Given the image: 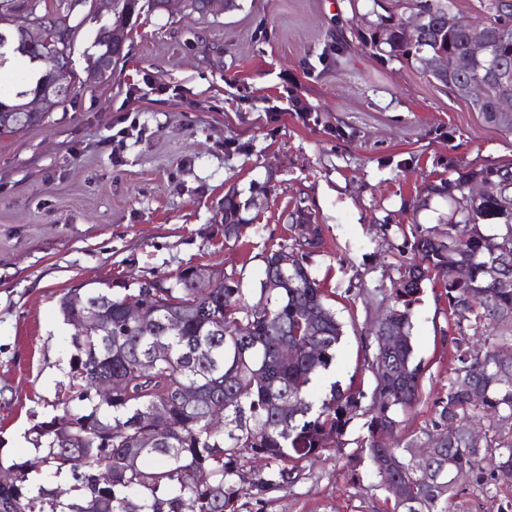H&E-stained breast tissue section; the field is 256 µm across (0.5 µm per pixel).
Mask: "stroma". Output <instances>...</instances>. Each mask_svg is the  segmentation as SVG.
Here are the masks:
<instances>
[{
  "instance_id": "stroma-1",
  "label": "stroma",
  "mask_w": 512,
  "mask_h": 512,
  "mask_svg": "<svg viewBox=\"0 0 512 512\" xmlns=\"http://www.w3.org/2000/svg\"><path fill=\"white\" fill-rule=\"evenodd\" d=\"M347 0H237L207 14L140 10L111 76L78 85L46 123L0 136V457L27 459V431L54 415L73 333L70 291L169 282L213 265L258 287L269 249L287 242L303 201L323 243L309 268L345 325L329 380L362 362L428 182L512 161V131L397 62L350 42L330 54ZM245 224L224 237V197ZM413 306L423 394L448 380L453 327L441 277ZM455 512H503L512 485L468 475ZM354 446L316 461L265 512H383Z\"/></svg>"
}]
</instances>
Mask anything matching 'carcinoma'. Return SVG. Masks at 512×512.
<instances>
[{
  "mask_svg": "<svg viewBox=\"0 0 512 512\" xmlns=\"http://www.w3.org/2000/svg\"><path fill=\"white\" fill-rule=\"evenodd\" d=\"M93 2L85 0L79 20L72 0H0V57L8 32L15 52L29 61L62 62L57 72L45 69L30 90L44 100L40 111H27L26 101L0 98V133L46 122L68 99L57 86L95 80L93 64L111 51L112 36L127 38V22L140 0H112L114 18L95 36L98 54L89 57L85 76L73 70L74 45L83 20L95 12ZM372 2L375 19L350 29L372 54L447 86L486 79L475 66L434 68L441 58L467 49L469 30L450 21L451 0ZM482 2L491 54L512 71V0ZM409 19L419 21L412 36L402 30ZM22 20L40 28L39 41L20 36ZM497 97L491 84L471 107L511 130L512 113L498 111ZM471 181L493 192L471 203L462 192ZM435 197L449 204L444 229L414 235L412 257L399 265L388 289L392 307L385 332L396 334L399 343L387 350L384 335L374 333L361 345L362 370L372 380L368 393L353 382L344 387L334 381L324 398L314 397L313 386L331 367L344 325L309 269L321 235L308 238L310 216L302 200L291 214L289 243L264 257L266 275L281 252L292 257L271 296L262 280L254 298H246L240 280L221 269L210 270L203 281L199 266L182 269L164 288L89 293L87 307L75 304L73 293L61 296L66 324L83 321L92 308L94 320L85 335L71 336L68 384L54 399L62 413L28 431L45 476L37 482L29 461H13V482L0 485V512H243L251 504L263 512L272 493L299 483L309 464L351 443L367 456L378 489L405 484L407 499L393 501L392 512H452L459 494L455 474L484 464L496 481L512 485V291L497 288L498 278H512V162L429 184L418 206H429ZM243 222L234 195L224 197V237H238ZM485 224L497 227L496 233H484ZM458 268L467 269V278L456 277ZM432 271L445 279L454 317V368L445 391L433 398L429 423L406 434L401 416L422 400L412 306ZM133 301L156 309L157 320L127 322L124 306ZM171 316L181 320L176 331L164 330ZM281 341L294 357L281 355ZM104 379L112 385L101 387ZM469 384L481 389V401L472 400ZM184 389L195 391L193 402L182 400ZM221 398L224 414L216 421L210 409ZM284 400L299 410L281 415ZM153 410L162 413L157 423L145 420ZM356 418L365 419L366 434L350 443L346 430ZM450 423L459 432L420 457L430 433ZM470 428L483 432V446H472ZM255 461L261 465L250 466ZM64 473L68 484L53 482Z\"/></svg>",
  "mask_w": 512,
  "mask_h": 512,
  "instance_id": "1",
  "label": "carcinoma"
}]
</instances>
